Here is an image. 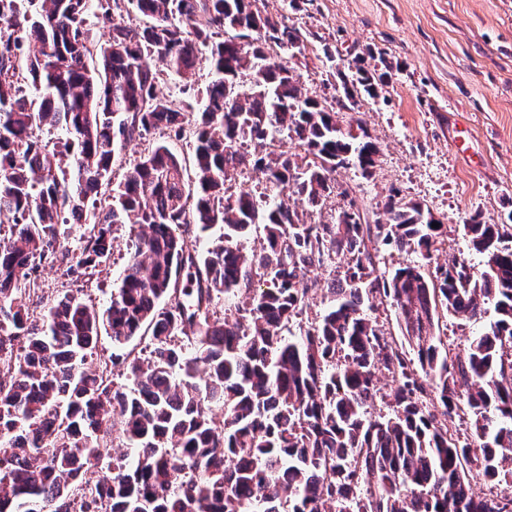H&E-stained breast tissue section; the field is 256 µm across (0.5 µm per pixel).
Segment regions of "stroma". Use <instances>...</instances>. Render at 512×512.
Wrapping results in <instances>:
<instances>
[{"mask_svg":"<svg viewBox=\"0 0 512 512\" xmlns=\"http://www.w3.org/2000/svg\"><path fill=\"white\" fill-rule=\"evenodd\" d=\"M304 37L292 60L309 92L332 97L336 68L362 59L390 71L360 118L379 147L372 177L354 167L335 177L368 220L391 192L426 205L448 230L435 262L469 254L465 217L500 222L512 212V0H263ZM138 225L120 224L92 278L66 276L81 252V230L65 224L64 259L41 272L44 299L63 290L104 306L119 287Z\"/></svg>","mask_w":512,"mask_h":512,"instance_id":"stroma-1","label":"stroma"}]
</instances>
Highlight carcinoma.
Here are the masks:
<instances>
[{
  "label": "carcinoma",
  "instance_id": "carcinoma-1",
  "mask_svg": "<svg viewBox=\"0 0 512 512\" xmlns=\"http://www.w3.org/2000/svg\"><path fill=\"white\" fill-rule=\"evenodd\" d=\"M258 2L97 0L101 42L89 0H0V512H512V212L464 220L476 266L433 264L447 225L396 194L372 224L353 198L328 222L291 208L297 195L322 210L339 168L372 175L379 148L342 115L386 74L358 63L332 98L309 93L270 54L301 50L300 33ZM131 7L149 22L127 23ZM203 61L216 79L198 90ZM166 71L176 95L157 91ZM44 128L66 133L57 149ZM151 131L112 187L126 144ZM274 133L300 152L270 147ZM185 139L191 175L174 150ZM247 169L270 201L232 190ZM61 224L92 225L69 267L88 278L112 226L140 225L106 308L69 291L27 305ZM188 224L193 241L177 233ZM257 224L260 249L241 251ZM389 245L417 259L381 273ZM338 258L327 309L292 333L319 287L307 274ZM384 304L397 336L366 314ZM442 312L482 323L466 350L448 347ZM145 328L129 386L111 357L87 368L100 330L124 345Z\"/></svg>",
  "mask_w": 512,
  "mask_h": 512
}]
</instances>
